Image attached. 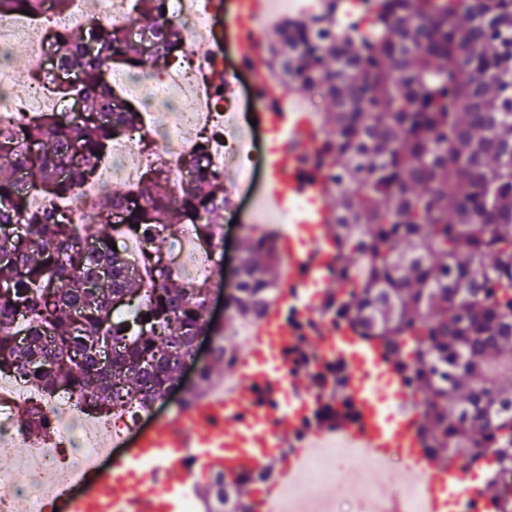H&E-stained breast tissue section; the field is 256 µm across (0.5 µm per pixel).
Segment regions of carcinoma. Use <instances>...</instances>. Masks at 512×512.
<instances>
[{"instance_id":"cac0c4a2","label":"carcinoma","mask_w":512,"mask_h":512,"mask_svg":"<svg viewBox=\"0 0 512 512\" xmlns=\"http://www.w3.org/2000/svg\"><path fill=\"white\" fill-rule=\"evenodd\" d=\"M69 2L0 0V19ZM130 2L146 41L124 23L52 33L51 70L77 78L49 86L68 121L43 112L0 126V373L63 384L99 411L150 410L207 329L206 285L181 281L164 251L172 227L191 224L224 252V177L200 156L179 191L159 160L84 205V224L57 205L95 175L113 138L143 128L112 70L182 55L166 0ZM338 8L327 0L317 17L286 20L268 48L288 93L330 102L317 162L336 262L321 311L383 347L419 398L427 453L459 471L491 468L495 512H512V0H349L344 30ZM115 237L142 242L138 263L109 249ZM279 260L275 236L246 238L229 298L238 316L263 318ZM321 385L330 418L355 414L346 368L328 365ZM23 425L49 427L40 403ZM216 480L220 512L248 508L224 497L240 479Z\"/></svg>"}]
</instances>
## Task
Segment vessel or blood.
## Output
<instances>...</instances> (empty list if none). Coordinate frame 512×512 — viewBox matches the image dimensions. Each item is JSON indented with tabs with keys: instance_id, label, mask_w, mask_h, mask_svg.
<instances>
[{
	"instance_id": "vessel-or-blood-1",
	"label": "vessel or blood",
	"mask_w": 512,
	"mask_h": 512,
	"mask_svg": "<svg viewBox=\"0 0 512 512\" xmlns=\"http://www.w3.org/2000/svg\"><path fill=\"white\" fill-rule=\"evenodd\" d=\"M206 4L211 29H225L240 66L260 93L257 127L276 143L264 185L267 200L281 210L299 199L308 202L281 235V293L242 349L240 383L232 398L206 393L188 409L141 428L131 453L113 458L107 470L82 474L70 488L55 489L51 503L58 512H182L187 499L202 497L214 471L265 468L271 449L286 451L312 429L314 396L296 375L280 371L282 359L298 348L299 337L311 336L317 354H333L348 365L359 418L343 422V429L376 458L400 453L405 478L426 477L427 512H446L455 481L451 470L432 466L420 448L419 415L405 399L401 374L379 345L319 315L335 263L328 230L331 207L321 192L323 173L312 157L317 136L310 117L289 111L285 91L267 68L262 27L267 0ZM376 375L402 398L398 416L385 414L371 382Z\"/></svg>"
}]
</instances>
